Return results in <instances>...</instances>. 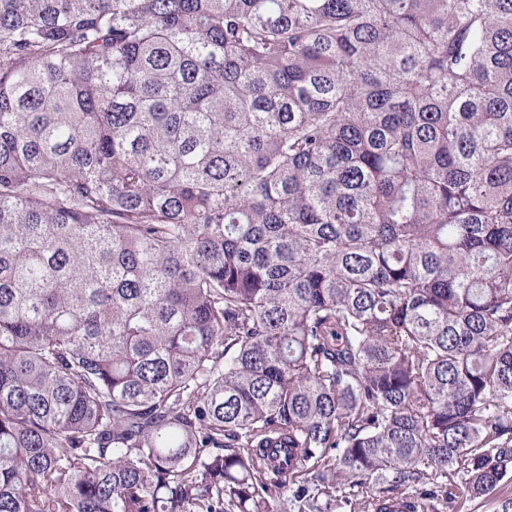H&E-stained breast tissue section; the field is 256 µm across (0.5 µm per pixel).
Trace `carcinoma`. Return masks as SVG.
<instances>
[{
  "mask_svg": "<svg viewBox=\"0 0 512 512\" xmlns=\"http://www.w3.org/2000/svg\"><path fill=\"white\" fill-rule=\"evenodd\" d=\"M510 473L512 0H0V512Z\"/></svg>",
  "mask_w": 512,
  "mask_h": 512,
  "instance_id": "obj_1",
  "label": "carcinoma"
}]
</instances>
